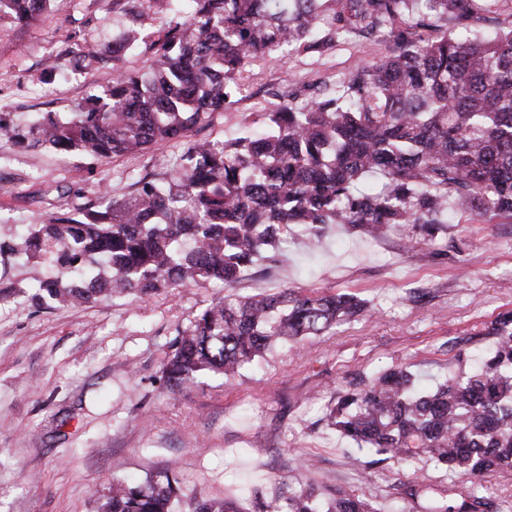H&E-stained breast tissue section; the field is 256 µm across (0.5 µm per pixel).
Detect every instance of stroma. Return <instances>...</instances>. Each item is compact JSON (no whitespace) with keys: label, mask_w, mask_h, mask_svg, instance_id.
Masks as SVG:
<instances>
[{"label":"stroma","mask_w":512,"mask_h":512,"mask_svg":"<svg viewBox=\"0 0 512 512\" xmlns=\"http://www.w3.org/2000/svg\"><path fill=\"white\" fill-rule=\"evenodd\" d=\"M132 25L138 40L118 67L144 72L159 23H131L122 0H53L28 23L1 17L0 118L25 128L35 115L64 117L102 94L101 77L73 68L61 82L48 66L77 59L85 45L111 51ZM386 50L379 39L350 40L321 56L266 57L224 112L192 137L240 136L256 113L276 109L280 90L296 89L304 99L334 88ZM184 148L170 139L138 155L96 160L0 147V240L15 248L0 257V288L9 291L0 298V512H96L112 481L141 483L166 469L181 488L176 512H192L202 499L261 512L308 458L315 488H341L379 512H421L405 495L413 481L464 491L468 480L424 458L370 468L326 415L337 393L394 365L408 366L426 385L469 371L472 357L493 342L486 323L512 310V221L464 217L434 246L417 248L397 233L372 240L340 227L311 257L292 238L276 261L260 263L231 289L212 282L149 298L32 301L35 285L56 267L23 253L30 225L98 204L104 190L127 196L143 176L169 178ZM282 288L349 291L374 314L298 346L276 343L233 378L203 373L187 387L169 386L162 368L173 340L202 310L230 292Z\"/></svg>","instance_id":"35a3bbf8"}]
</instances>
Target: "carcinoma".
Here are the masks:
<instances>
[{
  "label": "carcinoma",
  "instance_id": "cac0c4a2",
  "mask_svg": "<svg viewBox=\"0 0 512 512\" xmlns=\"http://www.w3.org/2000/svg\"><path fill=\"white\" fill-rule=\"evenodd\" d=\"M51 0H0V16L30 21ZM133 20L153 10L162 35L150 72L109 67L137 31L108 56L92 49L106 82L61 119L43 113L20 129L0 120V146L51 147L93 157L138 154L163 140H188L166 182L146 177L128 197L103 194L79 216L35 224L24 240L32 259L59 267L35 286L41 303H89L100 294L222 281L230 286L273 260L300 229L315 244L333 225L379 238L392 228L411 245L437 241L450 217L512 219V0H126ZM497 31L485 37V14ZM384 37L387 54L359 64L336 89L304 104L293 89L243 135L189 139L239 87L246 68L272 54H322L351 39ZM102 263L103 275L90 265ZM348 292L284 288L224 298L179 332L164 365L168 382L201 372L239 373L274 341L298 343L345 319L367 316ZM489 352L469 372L416 388L394 366L337 395L330 424L371 465L422 456L460 478L467 493L442 495L416 482L405 494L423 512H512L475 483L512 472V311L485 326ZM179 488L166 472L139 485L112 483L96 512H174ZM265 512H377L337 490L324 497L296 480Z\"/></svg>",
  "mask_w": 512,
  "mask_h": 512
}]
</instances>
